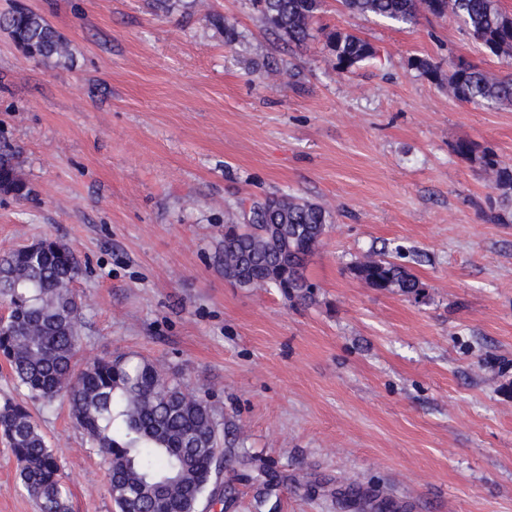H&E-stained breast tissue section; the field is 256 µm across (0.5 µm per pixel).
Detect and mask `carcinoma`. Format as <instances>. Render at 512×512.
<instances>
[{
	"instance_id": "carcinoma-1",
	"label": "carcinoma",
	"mask_w": 512,
	"mask_h": 512,
	"mask_svg": "<svg viewBox=\"0 0 512 512\" xmlns=\"http://www.w3.org/2000/svg\"><path fill=\"white\" fill-rule=\"evenodd\" d=\"M272 32L295 45L306 43L321 0H253ZM352 14L374 15L411 27L421 11L454 16L475 42L495 52L512 49V17L496 0H341ZM14 41L35 50V58L68 55V45L44 18L24 8L4 19ZM336 67L347 72L374 58L364 39L338 30L326 35ZM458 101L492 105L512 101V75L492 78L461 64L448 77ZM453 151L479 165L496 192L494 219L512 222V167L497 153L467 140ZM26 198L28 183L17 157L4 153L0 182ZM329 213L291 195L253 202L246 224L231 214L224 224V277L242 288H273L294 301L313 299L316 285L306 277V258L321 244ZM77 264L70 248L44 239L31 252L19 248L0 257V298L9 313L0 321V355L19 384L47 406L62 393L78 427L109 471L116 512H198L213 498L227 462L224 431L211 406L183 383L145 358H93L77 370L82 303L72 289ZM353 275L370 288L419 294L423 283L400 264L368 254L352 265ZM0 434L12 450L23 489L39 512H69V489L45 435L27 408L0 405Z\"/></svg>"
}]
</instances>
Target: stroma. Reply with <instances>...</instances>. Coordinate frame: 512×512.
I'll return each instance as SVG.
<instances>
[{
    "label": "stroma",
    "instance_id": "stroma-1",
    "mask_svg": "<svg viewBox=\"0 0 512 512\" xmlns=\"http://www.w3.org/2000/svg\"><path fill=\"white\" fill-rule=\"evenodd\" d=\"M21 1L69 55L31 60L0 27V147L32 189L0 195V256L67 244L82 355L148 358L207 397L239 459L204 512H351L352 488L395 512H512V223L491 220L487 180L452 150L512 164V102L448 92L455 62L502 77L512 54L448 17L400 28L339 0L300 47L249 0H0V16ZM333 29L375 58L339 72ZM271 194L330 212L311 301L224 277L225 212ZM372 251L421 293L356 279ZM7 399L58 456L71 512H115L66 399L44 408L0 360ZM0 512H37L1 438Z\"/></svg>",
    "mask_w": 512,
    "mask_h": 512
}]
</instances>
